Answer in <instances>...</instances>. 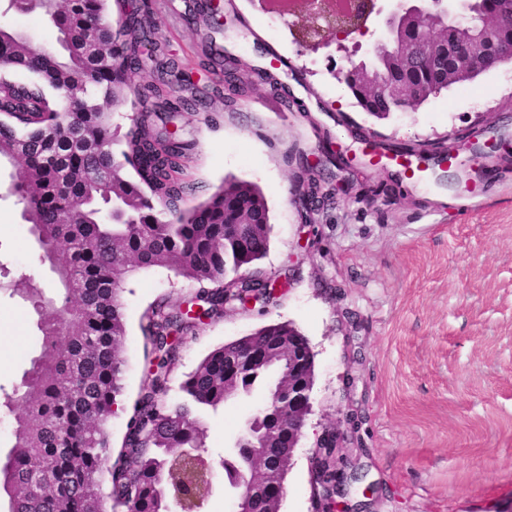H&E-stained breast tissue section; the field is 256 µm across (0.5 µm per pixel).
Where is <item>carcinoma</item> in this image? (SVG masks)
I'll list each match as a JSON object with an SVG mask.
<instances>
[{
  "label": "carcinoma",
  "mask_w": 512,
  "mask_h": 512,
  "mask_svg": "<svg viewBox=\"0 0 512 512\" xmlns=\"http://www.w3.org/2000/svg\"><path fill=\"white\" fill-rule=\"evenodd\" d=\"M7 2L9 11L44 14L57 32V48L45 50L24 31L0 24V74L9 79L27 72L37 89L22 111L0 112V160L14 167L10 193L22 205V220L39 246L50 248L48 263L63 287L64 305L25 275L0 281V292L31 304L42 334L39 355L3 402L10 409L20 398L24 411L15 416L14 443L0 459V492L8 512H91L96 483L108 473L135 489L136 512H167L160 483L164 461L185 445L204 447L195 408L215 409L264 381V370L245 365L239 385L227 383L224 359L270 338L300 335L286 323L265 325L207 355L181 383L187 402L168 409L154 398L178 360L167 343L170 332L185 333L222 311L224 288L236 287L239 272L266 253L272 231L267 201L257 185L235 177L207 191L189 175V146L151 132L143 114L132 119L121 156L114 153L117 132L107 106L125 104L134 94L130 74L140 66L138 49L153 4L142 0L120 40L112 36L108 0ZM433 34L419 23L401 36L404 80L413 91L424 85L434 91L445 82L441 65H414ZM392 63L386 51L372 60L378 78L373 87L344 82L378 119L413 100L385 91ZM202 65H222L227 79L234 78L228 56L206 54ZM178 69L170 59L156 71L153 97L161 98L160 87L171 86ZM153 267L214 287L197 290V315L163 298L144 313L141 329L155 370L132 404L118 460L107 470L112 448L105 425L125 366L121 282ZM71 303L74 315L61 320ZM251 432L254 439H278L286 456L288 436L279 414L255 416Z\"/></svg>",
  "instance_id": "obj_1"
}]
</instances>
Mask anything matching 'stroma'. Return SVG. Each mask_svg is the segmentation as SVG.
<instances>
[{
	"label": "stroma",
	"mask_w": 512,
	"mask_h": 512,
	"mask_svg": "<svg viewBox=\"0 0 512 512\" xmlns=\"http://www.w3.org/2000/svg\"><path fill=\"white\" fill-rule=\"evenodd\" d=\"M187 3L154 0L153 58L131 83L143 88L166 58L179 60L180 92L197 104L165 122L149 107L148 126L195 142L194 179L215 188L233 176L260 187L272 233L256 267L287 287L265 308L228 310L189 332L166 404L184 401L182 381L213 349L265 324L289 322L315 353L316 378L280 512H313L310 457L348 411L359 417L354 439L364 447L350 459L365 474L352 485L351 501H366L369 512H512V174L490 170L471 192L425 172L375 196L370 186L391 181L397 169L360 162L369 139L432 145L468 135L512 146V62L379 120L325 69L330 57L340 68L367 59L372 38L334 54L306 51L296 28L284 43L269 35L256 0H223L224 31L214 35L204 20L185 24ZM212 40L241 60L245 91L219 88L218 76L200 67ZM267 48L281 63L270 83L253 82L251 68ZM295 68L305 84L294 80ZM280 84L292 101L279 95ZM329 139L353 165L340 171L344 192L309 225L294 203L307 176L293 157L316 154ZM11 171L0 165V267L55 293L21 207L6 193ZM196 289L163 267L125 278V371L109 420L113 447H120L131 404L147 382L143 311L159 298L182 306ZM36 320L21 299L0 294L1 391L12 392L40 352ZM260 404L256 394L201 411L211 461L223 457L225 440ZM369 484L375 491L363 496Z\"/></svg>",
	"instance_id": "stroma-1"
}]
</instances>
